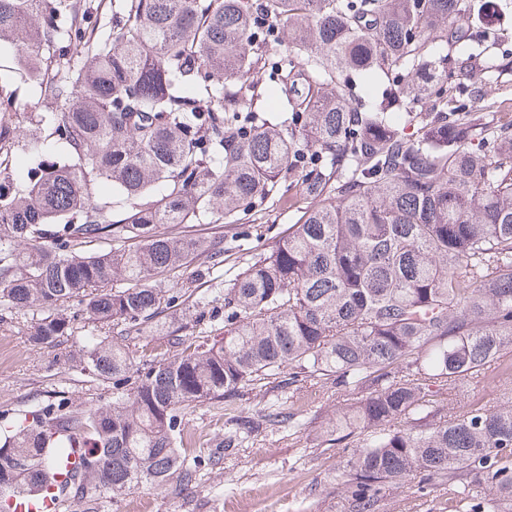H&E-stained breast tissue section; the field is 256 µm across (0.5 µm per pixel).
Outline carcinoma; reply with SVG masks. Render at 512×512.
<instances>
[{"instance_id": "obj_1", "label": "carcinoma", "mask_w": 512, "mask_h": 512, "mask_svg": "<svg viewBox=\"0 0 512 512\" xmlns=\"http://www.w3.org/2000/svg\"><path fill=\"white\" fill-rule=\"evenodd\" d=\"M282 26L289 53L272 60ZM487 38L512 42V0H120L108 21L85 0H0V42L66 147L21 182L0 166L13 305L77 298L128 340L155 336L146 323L177 300L157 281L199 253L224 264L220 244L159 227L235 223L280 187L302 206L224 289L220 334L179 336L181 353L142 367L127 345L86 343L82 369L112 381V404L0 439V512L165 484L183 472L182 410L283 368L359 395L336 417V444L358 440L336 476L340 512H380L416 478L447 490L452 512H512V394L457 411L441 399L452 382L512 375V115L487 77L512 72V50L487 68L472 51ZM269 81L274 124L256 110ZM14 106L0 78L6 154ZM102 237L134 245L81 250ZM69 329L50 311L29 341ZM74 439L84 458L68 472Z\"/></svg>"}]
</instances>
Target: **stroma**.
<instances>
[{"label":"stroma","mask_w":512,"mask_h":512,"mask_svg":"<svg viewBox=\"0 0 512 512\" xmlns=\"http://www.w3.org/2000/svg\"><path fill=\"white\" fill-rule=\"evenodd\" d=\"M0 72L11 75L17 90L11 119L22 140L8 166L18 170L34 158L30 143L40 134L36 115L42 106L14 50H0ZM298 216L283 200L234 224L207 217L190 233L228 247L242 243L260 253L275 245ZM236 272L227 263L202 284L183 275L168 278L164 288L177 296L178 305L166 311L167 320L197 333L222 327L224 285ZM202 298L205 308L196 309L195 301ZM57 310L70 318V332L60 343L39 349L28 337L41 310H21L0 299V430L51 407L80 415L112 401L111 381L88 375L79 365L81 347L87 337L100 335L99 326L77 300L61 303ZM288 378L283 372L256 382L234 399L208 400L183 411L181 427L190 439L185 461L190 480L175 477L119 496L101 493L75 500L67 495L58 512H338L336 472L342 457L330 444L326 428L356 396L336 392L323 382L313 390H298ZM511 384L497 375L467 380L449 390L447 403L455 408L496 404ZM243 419L259 422V429L240 433ZM381 512H448V493L430 485H398L388 491Z\"/></svg>","instance_id":"obj_1"}]
</instances>
